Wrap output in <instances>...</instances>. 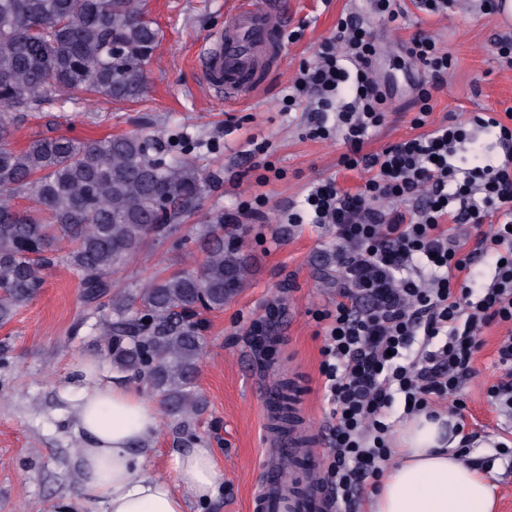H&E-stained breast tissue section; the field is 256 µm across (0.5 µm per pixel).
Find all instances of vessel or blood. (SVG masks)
Masks as SVG:
<instances>
[{
    "label": "vessel or blood",
    "instance_id": "1",
    "mask_svg": "<svg viewBox=\"0 0 512 512\" xmlns=\"http://www.w3.org/2000/svg\"><path fill=\"white\" fill-rule=\"evenodd\" d=\"M287 20L276 0H239L228 13L223 31L205 42L202 60L207 84L233 101L254 95L271 70L279 68ZM263 397L265 452L251 501V512H329L327 493L319 479H301L302 471L318 468L317 439L300 419L279 433L273 406L281 388L260 387Z\"/></svg>",
    "mask_w": 512,
    "mask_h": 512
}]
</instances>
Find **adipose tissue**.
Returning a JSON list of instances; mask_svg holds the SVG:
<instances>
[{"mask_svg": "<svg viewBox=\"0 0 512 512\" xmlns=\"http://www.w3.org/2000/svg\"><path fill=\"white\" fill-rule=\"evenodd\" d=\"M75 371L83 381L74 413L84 441L85 501L102 504L104 512H186L188 502L217 494L224 472L208 448L175 454L174 480L145 475L141 447L158 431L157 404L124 382L95 385V362H79ZM448 435L442 420L422 414L406 421L396 460L373 491L369 512H496L491 475L464 461Z\"/></svg>", "mask_w": 512, "mask_h": 512, "instance_id": "obj_1", "label": "adipose tissue"}]
</instances>
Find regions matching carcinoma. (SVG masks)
<instances>
[{
	"label": "carcinoma",
	"mask_w": 512,
	"mask_h": 512,
	"mask_svg": "<svg viewBox=\"0 0 512 512\" xmlns=\"http://www.w3.org/2000/svg\"><path fill=\"white\" fill-rule=\"evenodd\" d=\"M161 42L146 0H0V326L40 295L63 259L99 314L112 369L146 384L168 414L189 417L202 410L201 315L223 309L246 276L238 225L213 214L184 239L203 252L197 269L119 288L114 276L149 240L194 211L200 167L139 133L11 144L25 113L71 92L141 100ZM19 197L31 205L18 206Z\"/></svg>",
	"instance_id": "obj_1"
}]
</instances>
